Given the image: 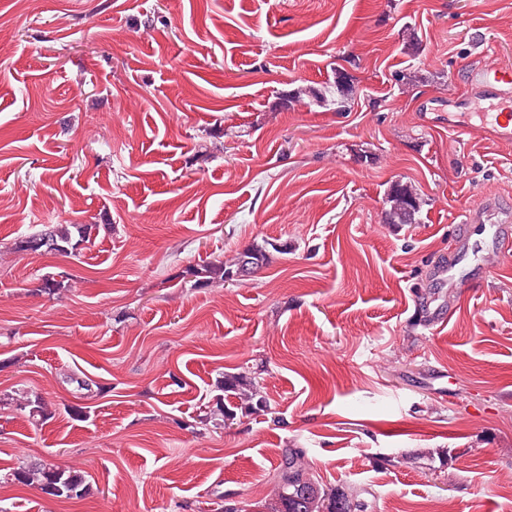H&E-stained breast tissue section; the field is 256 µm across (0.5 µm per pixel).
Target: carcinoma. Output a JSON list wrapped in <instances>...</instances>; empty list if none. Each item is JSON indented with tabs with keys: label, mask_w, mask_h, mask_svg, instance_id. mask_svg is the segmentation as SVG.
Returning <instances> with one entry per match:
<instances>
[{
	"label": "carcinoma",
	"mask_w": 512,
	"mask_h": 512,
	"mask_svg": "<svg viewBox=\"0 0 512 512\" xmlns=\"http://www.w3.org/2000/svg\"><path fill=\"white\" fill-rule=\"evenodd\" d=\"M385 203L389 205L387 219L392 224H411L421 209V199L412 186L401 181L391 183L385 194ZM77 231L80 240H85L88 225L51 224L27 236H22L14 243L18 252L66 253L77 248L72 242V231ZM268 261L265 248L252 245L237 253L228 263L218 261L206 266L201 274L205 277L218 276L223 281L233 279L240 270L246 268L255 273ZM247 388L245 397L248 404L260 410L267 407V401L261 395L260 388L250 381L230 376L224 378V391ZM16 409L28 411L30 417L46 416L45 404L41 400L29 397L17 398ZM304 453L298 448H290L283 455L277 468L275 482L277 493L267 505V512H364L365 504L361 495L363 490L351 485H336L327 488L307 471ZM17 482L24 485H37L41 491L55 498L80 497L89 491L84 476L75 470H61L41 463L22 461L11 471L0 474V481Z\"/></svg>",
	"instance_id": "carcinoma-1"
}]
</instances>
